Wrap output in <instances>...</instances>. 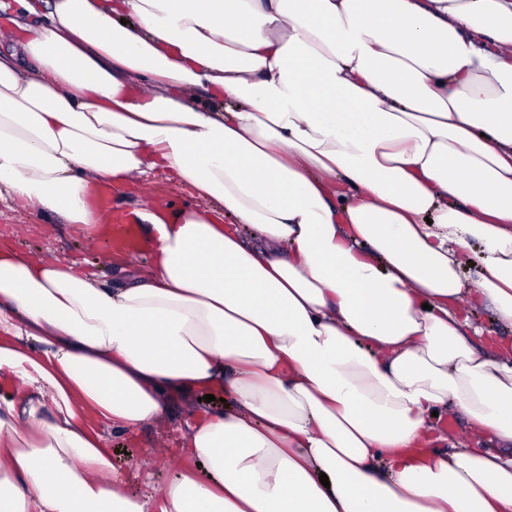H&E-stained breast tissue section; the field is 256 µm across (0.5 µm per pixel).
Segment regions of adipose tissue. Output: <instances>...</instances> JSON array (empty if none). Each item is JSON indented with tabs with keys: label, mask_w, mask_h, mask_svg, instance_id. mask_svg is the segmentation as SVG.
Wrapping results in <instances>:
<instances>
[{
	"label": "adipose tissue",
	"mask_w": 512,
	"mask_h": 512,
	"mask_svg": "<svg viewBox=\"0 0 512 512\" xmlns=\"http://www.w3.org/2000/svg\"><path fill=\"white\" fill-rule=\"evenodd\" d=\"M19 2L0 199L93 235L91 185L163 170L214 207L138 212L124 288L0 245V512H512V451L432 447L447 408L512 444V343L470 342L512 327V0ZM176 401L205 475L127 494L107 430ZM473 319L480 324H482L485 328L484 336L480 338H475L474 341L481 346H487V338L488 337H506L512 338V329L511 327H504L499 325L495 321L494 313L483 306H480L476 309V313L473 316ZM490 319H493V322H490Z\"/></svg>",
	"instance_id": "ef3b65f1"
}]
</instances>
